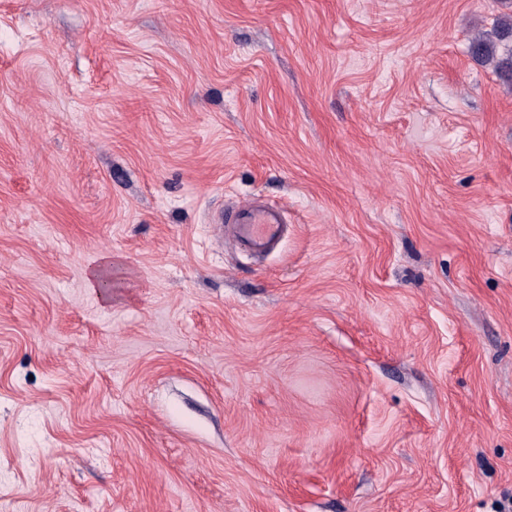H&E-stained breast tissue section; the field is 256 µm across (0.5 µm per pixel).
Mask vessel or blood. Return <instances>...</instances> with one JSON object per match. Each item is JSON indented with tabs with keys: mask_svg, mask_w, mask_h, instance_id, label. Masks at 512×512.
I'll return each mask as SVG.
<instances>
[{
	"mask_svg": "<svg viewBox=\"0 0 512 512\" xmlns=\"http://www.w3.org/2000/svg\"><path fill=\"white\" fill-rule=\"evenodd\" d=\"M238 240L255 253L273 248L284 233L285 216L277 206L251 198L233 205L220 216Z\"/></svg>",
	"mask_w": 512,
	"mask_h": 512,
	"instance_id": "1",
	"label": "vessel or blood"
}]
</instances>
